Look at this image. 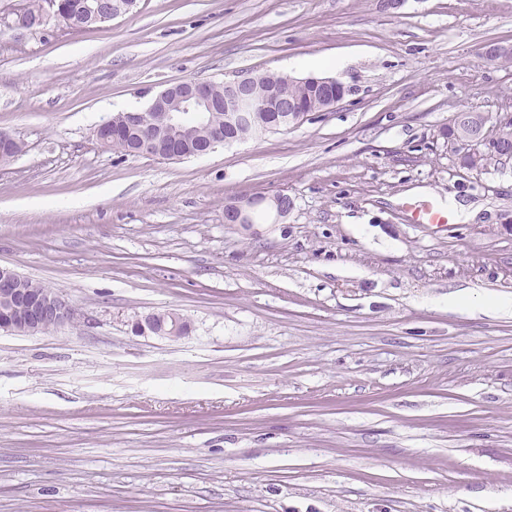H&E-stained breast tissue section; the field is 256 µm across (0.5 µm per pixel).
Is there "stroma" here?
Returning <instances> with one entry per match:
<instances>
[{"label": "stroma", "instance_id": "stroma-1", "mask_svg": "<svg viewBox=\"0 0 512 512\" xmlns=\"http://www.w3.org/2000/svg\"><path fill=\"white\" fill-rule=\"evenodd\" d=\"M512 0H137L100 28L0 23V264L75 311L0 334V512H512ZM262 72L350 93L183 160L97 144L168 84ZM287 194L288 215L224 221ZM483 202L477 221L411 206ZM177 341L132 331L152 311ZM311 80H313L316 84L320 85V87L323 89L324 97L327 101L326 109L323 111L330 110L336 105H338L341 101L344 100L345 96L347 95L346 86L343 82L336 78L332 77H309ZM340 89V92L337 90ZM273 212L276 219L284 218L291 209V201L287 194L267 196L258 194L228 204L224 209V220L228 224H251L256 210ZM166 311H159L158 313H163ZM157 312H153L147 314L140 319H137L134 323H132V331L135 333L146 334V333H155L160 338L169 339V340H177L184 336V331L181 328L182 321H184L183 316L179 313L169 312L167 314L159 315ZM157 317H163L170 320L169 327H162L160 329L154 326V320Z\"/></svg>", "mask_w": 512, "mask_h": 512}]
</instances>
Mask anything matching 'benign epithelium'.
I'll return each instance as SVG.
<instances>
[{
	"label": "benign epithelium",
	"instance_id": "7a95c632",
	"mask_svg": "<svg viewBox=\"0 0 512 512\" xmlns=\"http://www.w3.org/2000/svg\"><path fill=\"white\" fill-rule=\"evenodd\" d=\"M95 25L109 22L131 10L127 3L112 4L109 0H88L86 5ZM292 77L285 76V84L272 101H264L255 107L258 112H292L295 104L288 99V82ZM323 89L330 110L347 95L343 82L332 77L313 78ZM255 82L252 76H237L222 82L223 92L216 96V84L211 81L181 80L158 92L142 111H127L122 114V121L129 126L152 124L155 111L167 107L172 98H179L180 106L176 110L164 111L163 126L143 137L137 155H146L163 160H181L185 158L177 147L174 133L192 132L198 142L193 155L203 156L213 152L226 143L215 115L228 112L232 108L248 102L249 89ZM4 148L0 150V161L9 162L23 152L16 146L18 140L5 137L0 141ZM261 209L274 213L278 219L288 215L291 201L286 194L267 196L258 194L228 204L224 209L227 224H251L253 214ZM22 275L14 269L0 265V333L35 334L42 330L47 322L61 328L74 320V310L69 303L54 291L33 292L31 288L21 287ZM159 317L156 312L147 314L132 323V331L140 334L155 333L160 338L177 340L184 336L181 328L183 316L169 312L164 318L170 320L169 327L160 329L154 326Z\"/></svg>",
	"mask_w": 512,
	"mask_h": 512
}]
</instances>
